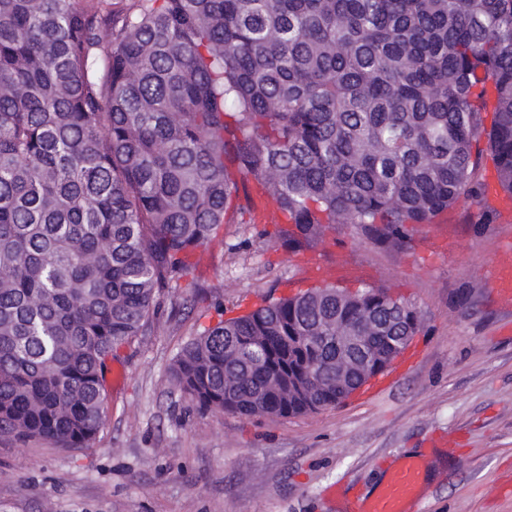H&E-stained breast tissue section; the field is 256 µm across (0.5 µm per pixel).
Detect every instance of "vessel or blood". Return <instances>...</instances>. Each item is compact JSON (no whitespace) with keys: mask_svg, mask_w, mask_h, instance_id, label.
Here are the masks:
<instances>
[{"mask_svg":"<svg viewBox=\"0 0 512 512\" xmlns=\"http://www.w3.org/2000/svg\"><path fill=\"white\" fill-rule=\"evenodd\" d=\"M492 284L498 300L512 302V247H504L492 269ZM424 477L422 462L416 458L404 460L387 477L372 497L357 503L352 512H408L421 489Z\"/></svg>","mask_w":512,"mask_h":512,"instance_id":"1","label":"vessel or blood"}]
</instances>
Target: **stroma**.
I'll return each mask as SVG.
<instances>
[{
    "mask_svg": "<svg viewBox=\"0 0 512 512\" xmlns=\"http://www.w3.org/2000/svg\"><path fill=\"white\" fill-rule=\"evenodd\" d=\"M473 211L461 200L408 249L350 224L327 231L312 252L338 268L336 284L391 288L421 326L368 389L287 418L202 409L170 381L180 348L219 317L311 284L261 225H225L197 252L195 287L163 292L109 360L89 448L0 436V512H347L408 457L433 472L411 512H512V306L490 280L512 215L475 224Z\"/></svg>",
    "mask_w": 512,
    "mask_h": 512,
    "instance_id": "obj_1",
    "label": "stroma"
}]
</instances>
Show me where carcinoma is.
<instances>
[{
    "instance_id": "1",
    "label": "carcinoma",
    "mask_w": 512,
    "mask_h": 512,
    "mask_svg": "<svg viewBox=\"0 0 512 512\" xmlns=\"http://www.w3.org/2000/svg\"><path fill=\"white\" fill-rule=\"evenodd\" d=\"M486 157L512 201V0H0V435L89 447L107 359L252 189L294 253L338 224L409 247L463 198L493 223ZM336 289L218 320L173 382L287 418L313 372L336 405V317L358 331L392 293ZM397 301L374 364L420 329Z\"/></svg>"
}]
</instances>
